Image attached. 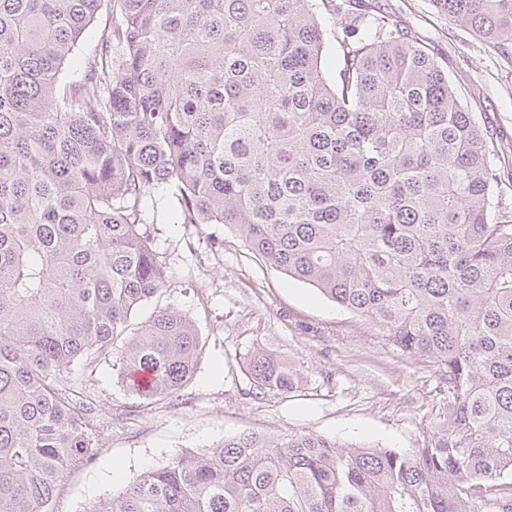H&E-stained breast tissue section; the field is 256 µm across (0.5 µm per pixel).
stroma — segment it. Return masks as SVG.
I'll return each instance as SVG.
<instances>
[{
  "mask_svg": "<svg viewBox=\"0 0 512 512\" xmlns=\"http://www.w3.org/2000/svg\"><path fill=\"white\" fill-rule=\"evenodd\" d=\"M407 27L446 66L463 106L489 140L512 146V43L496 48L434 13L430 0H366ZM169 191L149 203L153 246L169 286L138 313L178 310L204 346L185 403L136 399L101 360L91 386L99 405L88 464L58 482L56 512H89L143 472L181 451L198 454L255 432L280 437L306 430L376 448L421 447L443 410L440 368L382 340L359 315L293 280L244 249L221 224H178ZM263 349L302 373L296 390L253 394L246 365Z\"/></svg>",
  "mask_w": 512,
  "mask_h": 512,
  "instance_id": "35a3bbf8",
  "label": "stroma"
}]
</instances>
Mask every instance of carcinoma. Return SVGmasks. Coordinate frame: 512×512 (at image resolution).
<instances>
[{"instance_id": "obj_1", "label": "carcinoma", "mask_w": 512, "mask_h": 512, "mask_svg": "<svg viewBox=\"0 0 512 512\" xmlns=\"http://www.w3.org/2000/svg\"><path fill=\"white\" fill-rule=\"evenodd\" d=\"M488 43L512 0H430ZM362 0H0V512H55L92 458V376L173 401L202 343L170 308L145 203L244 248L442 365L443 419L411 451L309 431L179 452L90 512H512V210L448 74ZM330 15L333 27L320 18ZM259 393L299 387L257 351ZM135 372L151 376L141 388ZM106 1L101 2V8L94 18L92 24L89 27V30L86 33L85 38L80 43L79 47L76 51V58L72 66L68 67L63 74L68 80H73L79 78L84 69V63L86 58L92 57L96 50L99 49V36L104 30L105 26L107 28L111 26L112 15L109 10L106 8Z\"/></svg>"}]
</instances>
